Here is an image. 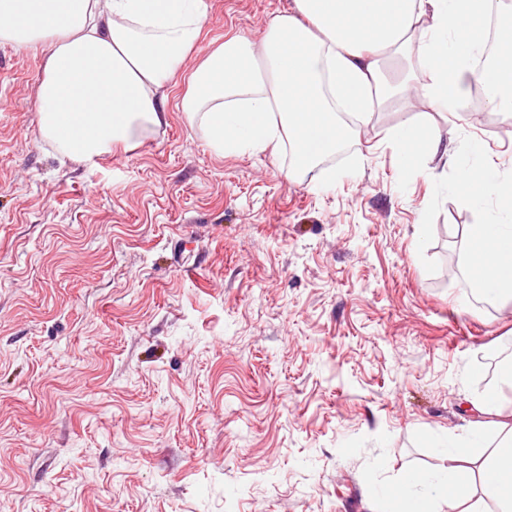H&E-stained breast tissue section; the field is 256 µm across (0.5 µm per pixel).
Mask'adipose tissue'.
Wrapping results in <instances>:
<instances>
[{
  "label": "adipose tissue",
  "instance_id": "obj_1",
  "mask_svg": "<svg viewBox=\"0 0 512 512\" xmlns=\"http://www.w3.org/2000/svg\"><path fill=\"white\" fill-rule=\"evenodd\" d=\"M490 0H292L262 38L235 35L213 49L190 76L180 110L204 129L219 154L289 148L287 177L306 179L348 143L349 117L369 118L401 96L379 60L388 51L415 56L424 74L415 95L455 112L472 81L491 88L489 104L512 112V75L474 70L484 47ZM203 0H0V45L42 51L39 134L62 157L94 161L168 123L166 87L197 45ZM402 160L416 149L437 155L427 126L391 130ZM459 188L471 205L512 193L497 169L463 170ZM470 280L488 300L512 299V221L495 215L475 225ZM471 405L480 418L448 440L444 453L465 452L489 478L488 499L458 495L455 469L405 473L386 488L377 512H436L443 498L459 512H512V427L489 444L482 417L489 394Z\"/></svg>",
  "mask_w": 512,
  "mask_h": 512
}]
</instances>
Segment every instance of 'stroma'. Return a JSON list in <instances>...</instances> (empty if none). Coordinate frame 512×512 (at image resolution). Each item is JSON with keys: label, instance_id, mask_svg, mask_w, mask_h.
Returning a JSON list of instances; mask_svg holds the SVG:
<instances>
[{"label": "stroma", "instance_id": "stroma-1", "mask_svg": "<svg viewBox=\"0 0 512 512\" xmlns=\"http://www.w3.org/2000/svg\"><path fill=\"white\" fill-rule=\"evenodd\" d=\"M189 75L292 0H205ZM41 54L0 45V512H375L499 389L512 300L475 294L458 188L473 142L512 174V114L392 100L291 181L218 154L178 108L97 163L39 137ZM421 121L447 159L404 169ZM389 140L394 143L404 162H408L417 148L436 157L440 150V138L427 126L405 125L391 130Z\"/></svg>", "mask_w": 512, "mask_h": 512}]
</instances>
